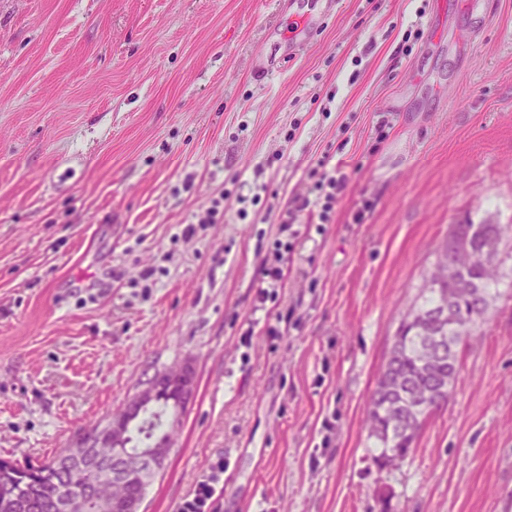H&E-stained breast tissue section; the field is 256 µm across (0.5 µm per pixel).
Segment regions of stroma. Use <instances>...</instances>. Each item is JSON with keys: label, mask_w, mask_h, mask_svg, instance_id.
<instances>
[{"label": "stroma", "mask_w": 512, "mask_h": 512, "mask_svg": "<svg viewBox=\"0 0 512 512\" xmlns=\"http://www.w3.org/2000/svg\"><path fill=\"white\" fill-rule=\"evenodd\" d=\"M326 154L364 159L328 211ZM486 218L512 223V0H0V458L188 361L144 512L219 462L217 512H512V299L404 461L364 423L423 272Z\"/></svg>", "instance_id": "1"}]
</instances>
